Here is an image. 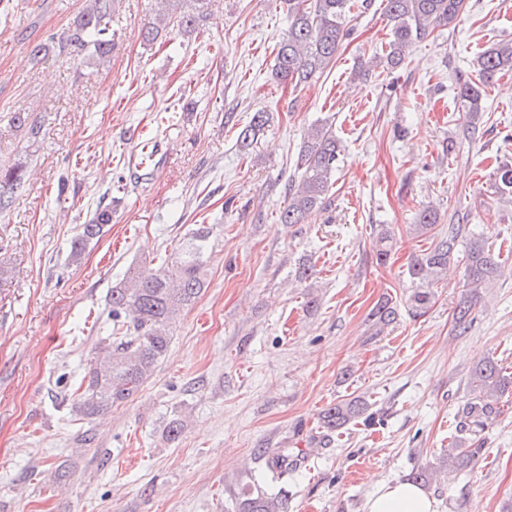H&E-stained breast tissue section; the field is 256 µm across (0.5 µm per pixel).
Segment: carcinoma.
Instances as JSON below:
<instances>
[{"instance_id": "1", "label": "carcinoma", "mask_w": 512, "mask_h": 512, "mask_svg": "<svg viewBox=\"0 0 512 512\" xmlns=\"http://www.w3.org/2000/svg\"><path fill=\"white\" fill-rule=\"evenodd\" d=\"M164 12L157 21L142 28L145 42L152 43L166 30L167 19H176L185 33L196 30L206 20L204 12L184 9L186 0H160ZM465 0H386L385 10L392 27V40L386 59L391 68L404 61L405 50L436 28L452 23L464 10ZM354 7L353 0H288V30L278 45L274 74L281 81L297 85L321 74L336 58L341 42L349 35L346 18ZM115 0H89L87 6L59 40V52L82 63L104 60L115 47L112 12ZM512 69V40L502 41L482 52L476 59L475 75L459 81L458 97L468 120L462 138L474 142L483 137L479 124L483 86L501 72ZM12 122L26 128L30 137L39 135L40 126L27 112H15ZM270 123V113H253L248 124L236 134L239 149L246 153ZM340 157L336 135L325 124L307 133L299 158V180L288 182L287 203L279 214L283 224H300L305 214L321 207L328 199L331 178ZM26 183L21 166L0 169V210H7L12 195ZM494 191L512 201V165L501 166L494 180ZM112 223V204L99 206L87 223L80 225L73 240L69 261L79 264L89 241L99 237ZM441 214L432 206L416 215L414 231L432 238L430 246L413 256L408 265L412 293L408 310L416 314L427 311L432 301V288L448 267L461 257L464 260L463 287L475 294L501 276L500 255L480 234L464 235L466 225L448 222V230H437ZM464 254H459V248ZM210 254V230L202 225L190 235L177 253L161 258L155 267H140L127 272L113 286L108 297L113 327L97 356L83 377V391L77 398L76 410L89 418L99 416L117 403L132 398L152 376L166 356L170 329L185 307L191 305L206 288L205 268ZM469 301L460 302L453 315L454 331L463 334L471 325ZM398 317L397 305L382 298L371 310V326L382 330ZM467 385L471 397L458 408V422L451 442L448 462L461 471L472 463L478 449L475 438L487 423L499 414V399L512 392V374H506L492 359L472 367ZM367 410L363 399L340 401L326 408L321 427L337 432L351 421L360 419ZM263 479L276 486L286 481L292 467L288 453L270 450L263 453ZM280 495L243 494L238 512H280Z\"/></svg>"}]
</instances>
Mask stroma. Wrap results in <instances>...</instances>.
<instances>
[{
    "label": "stroma",
    "instance_id": "1",
    "mask_svg": "<svg viewBox=\"0 0 512 512\" xmlns=\"http://www.w3.org/2000/svg\"><path fill=\"white\" fill-rule=\"evenodd\" d=\"M87 4L0 0V167L29 173L0 212V512H236L242 493L265 489L253 479L262 448L297 464L287 512H364L376 479L418 471L437 512H504L512 395L470 467L439 471L472 366L490 357L512 373V203L492 188L497 166L512 164V71L486 88L476 142L461 138L457 85L484 49L512 39V0H468L392 70L384 0L354 7L335 60L304 86L272 75L285 0H205L199 30L151 44L140 31L157 0H119L107 61L31 55ZM259 110L273 119L242 155L236 132ZM19 111L38 122L37 140L13 124ZM320 123L341 144L329 200L281 223L283 183ZM106 194L112 222L72 265L70 243ZM429 204L467 215L505 261L459 336L461 273L435 284L425 314L404 307L408 263L430 245L412 224ZM199 224L213 227L207 287L173 325L166 357L131 399L82 417L75 389L110 333L95 313L129 267L173 252ZM385 227L393 248L380 265ZM305 261L315 273L300 282ZM384 296L401 311L378 333L368 313ZM355 397L373 425L323 434L322 410ZM175 417L186 428L170 440Z\"/></svg>",
    "mask_w": 512,
    "mask_h": 512
}]
</instances>
